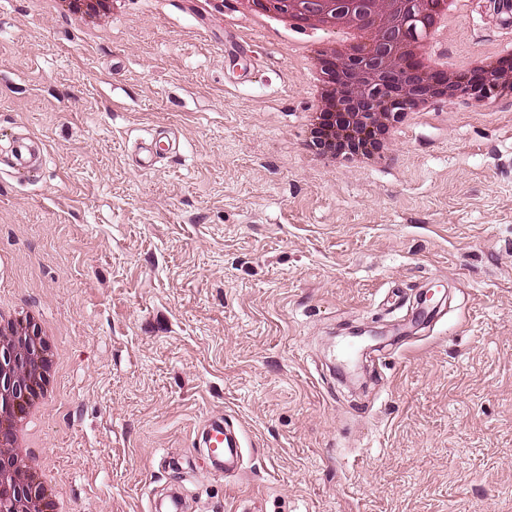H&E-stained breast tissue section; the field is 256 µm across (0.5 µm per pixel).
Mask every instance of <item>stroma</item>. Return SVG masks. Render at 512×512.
I'll return each instance as SVG.
<instances>
[{
	"mask_svg": "<svg viewBox=\"0 0 512 512\" xmlns=\"http://www.w3.org/2000/svg\"><path fill=\"white\" fill-rule=\"evenodd\" d=\"M185 0H0V293L49 323L55 398L37 465L70 512H512V98L458 100L386 160L317 159L288 41ZM241 48L225 56V28ZM512 43L467 0L447 58ZM177 155L138 171V144ZM41 176L10 167L14 138ZM444 302L366 391L330 370L347 327ZM229 414L218 477L194 446ZM203 448L208 450L211 467L226 477L241 471L244 463V434L222 417L208 420L200 432Z\"/></svg>",
	"mask_w": 512,
	"mask_h": 512,
	"instance_id": "obj_1",
	"label": "stroma"
}]
</instances>
